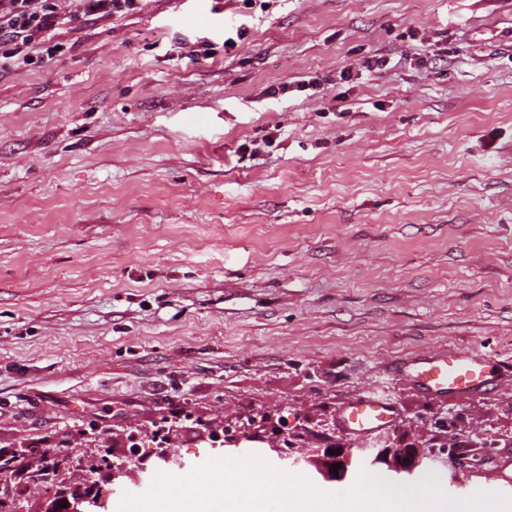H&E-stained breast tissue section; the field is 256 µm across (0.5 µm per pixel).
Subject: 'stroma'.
Wrapping results in <instances>:
<instances>
[{
    "instance_id": "1",
    "label": "stroma",
    "mask_w": 512,
    "mask_h": 512,
    "mask_svg": "<svg viewBox=\"0 0 512 512\" xmlns=\"http://www.w3.org/2000/svg\"><path fill=\"white\" fill-rule=\"evenodd\" d=\"M233 46H225V37ZM0 72V453L124 459L161 426L268 411L302 447L369 392L407 438L436 413L512 450V0H141ZM208 47L210 57L193 60ZM487 357L428 392L394 364ZM461 496H512L488 451ZM398 367L411 368L414 380L437 395L481 393L493 383L486 372L485 358L470 353H433L416 361L402 362Z\"/></svg>"
}]
</instances>
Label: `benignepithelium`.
Returning <instances> with one entry per match:
<instances>
[{"instance_id": "benign-epithelium-1", "label": "benign epithelium", "mask_w": 512, "mask_h": 512, "mask_svg": "<svg viewBox=\"0 0 512 512\" xmlns=\"http://www.w3.org/2000/svg\"><path fill=\"white\" fill-rule=\"evenodd\" d=\"M431 444L426 446L420 441H407L398 432H391L379 441L374 449V464L385 467V470L396 475H413L422 470L427 463V448H432L437 457H444L450 451L448 445V422L436 416L431 419ZM278 434V443L274 451L281 459L295 454L313 472L316 478L332 481L344 478L353 466L355 453L343 443L328 448H315L311 451L297 448L293 438L278 432L272 417L267 414H252L241 418L234 426L225 427L224 432L213 431L216 439L224 438V445L239 446L244 440L262 442L269 432ZM162 451L156 454L157 464L174 466L181 463L180 458L172 449L165 448L170 441V429L156 434ZM79 459L84 468L102 476V482L76 483L70 481L58 466L55 455L42 452L34 456L29 466L30 477L42 479L40 508L37 512H93L98 507H106L112 494L114 481L125 476V465L109 458L102 448H85ZM338 463L341 468L333 472L331 465ZM67 507H62V504Z\"/></svg>"}]
</instances>
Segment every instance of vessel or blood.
<instances>
[{
  "instance_id": "obj_1",
  "label": "vessel or blood",
  "mask_w": 512,
  "mask_h": 512,
  "mask_svg": "<svg viewBox=\"0 0 512 512\" xmlns=\"http://www.w3.org/2000/svg\"><path fill=\"white\" fill-rule=\"evenodd\" d=\"M486 367L483 356L470 353H433L410 364L414 380L438 395L486 391L492 384ZM392 419L391 405L369 393L354 398L340 412L342 425L360 435L381 429Z\"/></svg>"
}]
</instances>
